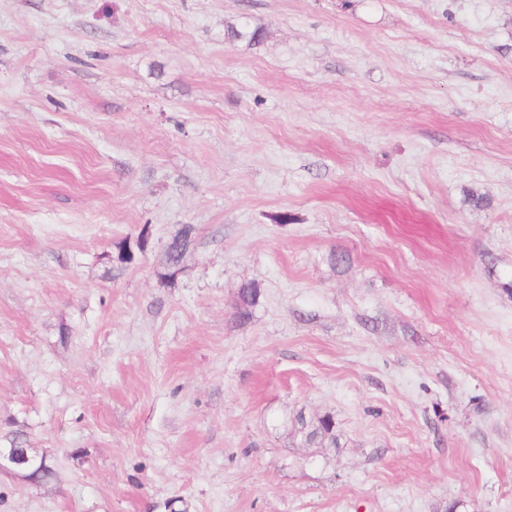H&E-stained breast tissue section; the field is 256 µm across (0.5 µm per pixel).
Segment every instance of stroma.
<instances>
[{"mask_svg":"<svg viewBox=\"0 0 512 512\" xmlns=\"http://www.w3.org/2000/svg\"><path fill=\"white\" fill-rule=\"evenodd\" d=\"M509 281L512 0H0V512H512ZM224 35H227L230 41H246L249 45L259 44L261 39L260 29L252 27L246 17L237 25L230 26ZM49 458L42 457L38 462L32 463L25 449L11 448L8 452H0V470L19 474L28 469L29 466L45 468Z\"/></svg>","mask_w":512,"mask_h":512,"instance_id":"1","label":"stroma"}]
</instances>
